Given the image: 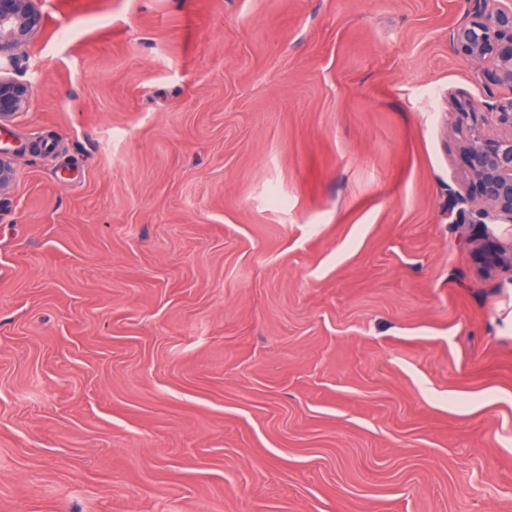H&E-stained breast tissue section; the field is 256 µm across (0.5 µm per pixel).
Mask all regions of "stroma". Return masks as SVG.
<instances>
[{"instance_id": "obj_1", "label": "stroma", "mask_w": 512, "mask_h": 512, "mask_svg": "<svg viewBox=\"0 0 512 512\" xmlns=\"http://www.w3.org/2000/svg\"><path fill=\"white\" fill-rule=\"evenodd\" d=\"M40 8L0 61V512H512L466 0ZM31 85L0 76V121L6 122L24 109L31 100Z\"/></svg>"}]
</instances>
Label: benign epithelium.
<instances>
[{
  "label": "benign epithelium",
  "mask_w": 512,
  "mask_h": 512,
  "mask_svg": "<svg viewBox=\"0 0 512 512\" xmlns=\"http://www.w3.org/2000/svg\"><path fill=\"white\" fill-rule=\"evenodd\" d=\"M469 19L454 27L449 41L455 55L470 65L487 87L512 86V0H468ZM45 24L38 0H0V56L24 45ZM32 87L0 76V121L24 109ZM450 104L463 117L455 134L462 142L465 176L472 191L456 196L455 223H512V96L496 100L491 116L496 131L486 130L487 119L465 97ZM14 169L6 150H0V192L10 187Z\"/></svg>",
  "instance_id": "obj_1"
}]
</instances>
